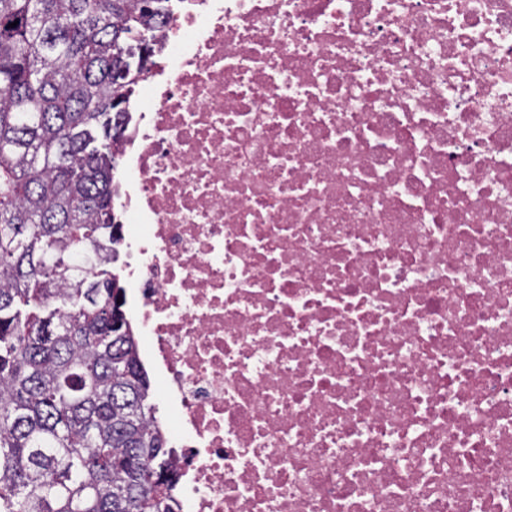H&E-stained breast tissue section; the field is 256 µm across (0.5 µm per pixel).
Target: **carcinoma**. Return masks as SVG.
<instances>
[{
    "mask_svg": "<svg viewBox=\"0 0 512 512\" xmlns=\"http://www.w3.org/2000/svg\"><path fill=\"white\" fill-rule=\"evenodd\" d=\"M168 2L0 0V512H176L109 269L124 105Z\"/></svg>",
    "mask_w": 512,
    "mask_h": 512,
    "instance_id": "cac0c4a2",
    "label": "carcinoma"
}]
</instances>
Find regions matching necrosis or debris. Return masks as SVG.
Returning a JSON list of instances; mask_svg holds the SVG:
<instances>
[{"mask_svg": "<svg viewBox=\"0 0 512 512\" xmlns=\"http://www.w3.org/2000/svg\"><path fill=\"white\" fill-rule=\"evenodd\" d=\"M113 207L177 512H512V0H171Z\"/></svg>", "mask_w": 512, "mask_h": 512, "instance_id": "obj_1", "label": "necrosis or debris"}]
</instances>
